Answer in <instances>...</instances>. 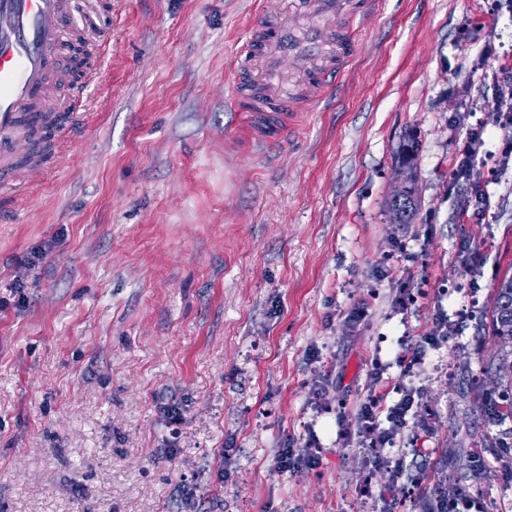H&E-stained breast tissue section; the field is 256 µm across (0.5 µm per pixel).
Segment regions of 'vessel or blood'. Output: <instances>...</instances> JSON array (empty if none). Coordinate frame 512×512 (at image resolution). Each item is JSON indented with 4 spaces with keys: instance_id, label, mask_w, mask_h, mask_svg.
<instances>
[{
    "instance_id": "vessel-or-blood-1",
    "label": "vessel or blood",
    "mask_w": 512,
    "mask_h": 512,
    "mask_svg": "<svg viewBox=\"0 0 512 512\" xmlns=\"http://www.w3.org/2000/svg\"><path fill=\"white\" fill-rule=\"evenodd\" d=\"M69 0H0V175L20 184L39 177L38 160L49 109L78 115L99 78L68 85L61 61L72 43L63 33ZM374 0H260L257 23L235 52L231 95L249 115L255 141L272 143L298 113L329 97L328 80L352 57L353 26Z\"/></svg>"
}]
</instances>
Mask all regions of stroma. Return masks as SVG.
Instances as JSON below:
<instances>
[{"label":"stroma","instance_id":"35a3bbf8","mask_svg":"<svg viewBox=\"0 0 512 512\" xmlns=\"http://www.w3.org/2000/svg\"><path fill=\"white\" fill-rule=\"evenodd\" d=\"M377 2L332 105L260 147L225 104L257 0H89L112 45L74 151L0 211V512H184V474L197 512H380L385 496L421 512L338 438L378 360L434 411L393 456L427 457L484 512H512V418L488 411L512 166L484 214L452 177L493 71L512 65V12ZM405 177L420 208L394 224ZM410 276L426 294L404 317L392 302ZM442 312L447 345L402 373L398 336L422 345ZM311 437L319 468L279 470L281 448Z\"/></svg>","mask_w":512,"mask_h":512}]
</instances>
